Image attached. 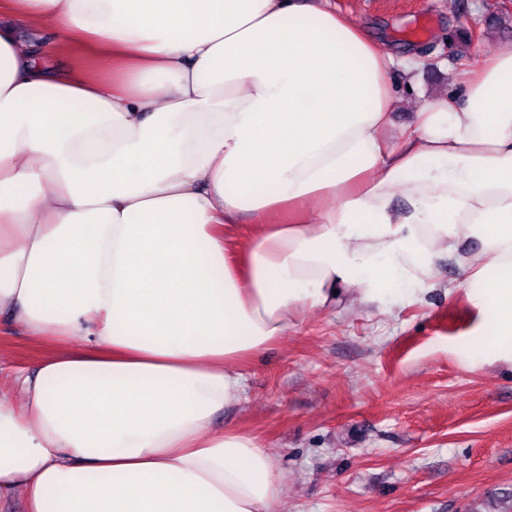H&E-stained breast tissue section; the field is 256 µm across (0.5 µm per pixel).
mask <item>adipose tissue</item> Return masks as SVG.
<instances>
[{"instance_id": "obj_1", "label": "adipose tissue", "mask_w": 512, "mask_h": 512, "mask_svg": "<svg viewBox=\"0 0 512 512\" xmlns=\"http://www.w3.org/2000/svg\"><path fill=\"white\" fill-rule=\"evenodd\" d=\"M425 64L331 0H0V314L46 350L0 397V500L276 512L270 448L214 427L242 362L445 254L468 364H512V49L396 129Z\"/></svg>"}]
</instances>
